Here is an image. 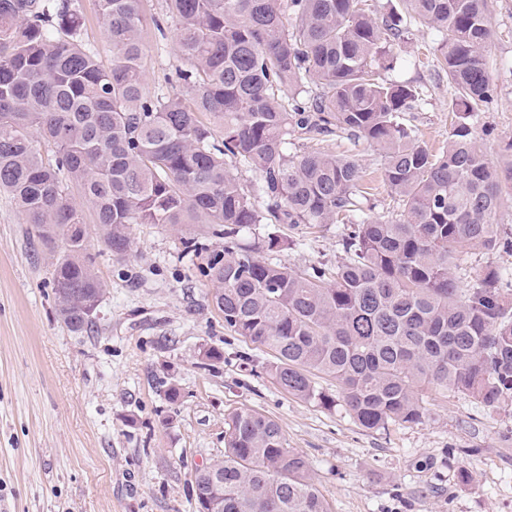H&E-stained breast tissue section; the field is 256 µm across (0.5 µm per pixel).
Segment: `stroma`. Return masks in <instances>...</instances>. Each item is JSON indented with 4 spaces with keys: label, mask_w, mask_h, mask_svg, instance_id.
<instances>
[{
    "label": "stroma",
    "mask_w": 512,
    "mask_h": 512,
    "mask_svg": "<svg viewBox=\"0 0 512 512\" xmlns=\"http://www.w3.org/2000/svg\"><path fill=\"white\" fill-rule=\"evenodd\" d=\"M486 48L497 96L479 127L490 157L512 143V0H489ZM145 39L152 88L171 91L185 65L164 0ZM430 30L396 45L391 78L426 95L416 124L432 150L448 142V77L427 56ZM354 151L378 213L396 207L367 144ZM275 259L300 272L343 255L335 229L281 224ZM132 253L115 260L88 245L106 285L91 332L55 316L52 269L7 195L0 194V512H197L194 473L224 453V419L248 408L276 420L307 460L330 512H512V406L490 413L472 399L427 389L419 425L363 430L344 405L325 409L277 387L267 349L236 335L213 286L184 257L166 224L130 227ZM216 349L221 360L209 361ZM176 386L177 401L166 391Z\"/></svg>",
    "instance_id": "1"
}]
</instances>
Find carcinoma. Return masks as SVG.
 I'll list each match as a JSON object with an SVG mask.
<instances>
[{
	"instance_id": "1",
	"label": "carcinoma",
	"mask_w": 512,
	"mask_h": 512,
	"mask_svg": "<svg viewBox=\"0 0 512 512\" xmlns=\"http://www.w3.org/2000/svg\"><path fill=\"white\" fill-rule=\"evenodd\" d=\"M96 2L108 67L83 40L76 0H0V192L50 260L70 332L92 328L90 304L106 292L77 193L119 260L132 224H196L221 240L212 248L191 229L180 244L201 260L224 325L268 349L266 375L304 402L330 409L339 398L367 431L423 423L429 387L491 412L512 404V271L457 276L472 250L512 253V230L495 223L512 157L490 160L475 136L494 97L487 0H402L407 20L375 18L367 0H165L190 63L169 93L149 89L143 0ZM412 24L439 34L451 89L440 155L414 124L421 89L385 76ZM298 133L373 147L397 212L374 213L354 156L289 152ZM261 224V241L242 245ZM272 224H335L343 257L300 273L260 260L281 247ZM194 486L216 512H328L305 458L252 409L227 415L224 455Z\"/></svg>"
}]
</instances>
